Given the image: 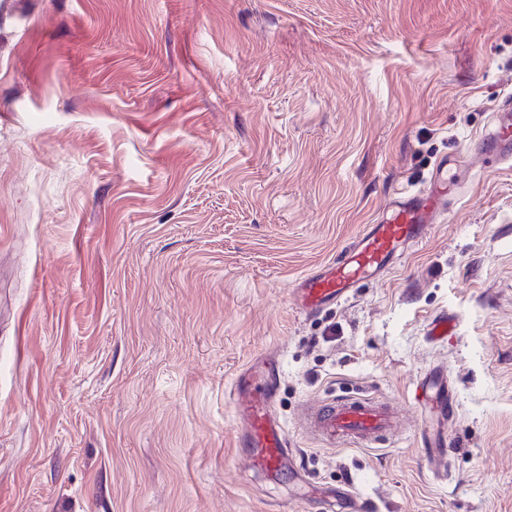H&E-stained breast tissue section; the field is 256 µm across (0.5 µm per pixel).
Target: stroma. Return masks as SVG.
Masks as SVG:
<instances>
[{
  "mask_svg": "<svg viewBox=\"0 0 512 512\" xmlns=\"http://www.w3.org/2000/svg\"><path fill=\"white\" fill-rule=\"evenodd\" d=\"M511 92L512 0H0V512H325L344 486L512 512V161L479 144ZM443 161L423 239L301 313L300 279ZM266 355L296 454L271 482L229 400ZM435 368L449 423L413 398ZM356 394L398 429L303 432ZM430 390L434 392V397L448 420L453 418V408L456 406V393L453 386L448 383V378L430 387L427 385L421 387L417 385L415 388V399L419 401L421 397L423 400ZM307 434L338 447L369 448L396 426V410L371 396L341 397L306 406L302 416Z\"/></svg>",
  "mask_w": 512,
  "mask_h": 512,
  "instance_id": "35a3bbf8",
  "label": "stroma"
}]
</instances>
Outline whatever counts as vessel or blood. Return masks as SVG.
Instances as JSON below:
<instances>
[{
	"label": "vessel or blood",
	"instance_id": "vessel-or-blood-1",
	"mask_svg": "<svg viewBox=\"0 0 512 512\" xmlns=\"http://www.w3.org/2000/svg\"><path fill=\"white\" fill-rule=\"evenodd\" d=\"M481 150L501 161L512 159V111L497 114L491 132L481 140ZM457 191L455 182L438 177L428 189L395 198L377 223L354 237L339 260L302 279L297 288L299 310L309 314L341 303L355 288L383 276L409 246L424 237ZM278 383L279 366L268 357L244 369L232 388L234 410L244 427L242 445L250 450L252 469L267 476L294 462L288 435L273 411ZM430 394L444 415L452 416L456 405L453 386L443 380L430 388L415 389L416 397ZM302 423L307 434L323 443L368 448L394 430L396 411L389 402L371 396L341 397L309 404ZM327 504L344 506L346 512H365L367 507L347 487L332 491Z\"/></svg>",
	"mask_w": 512,
	"mask_h": 512
}]
</instances>
